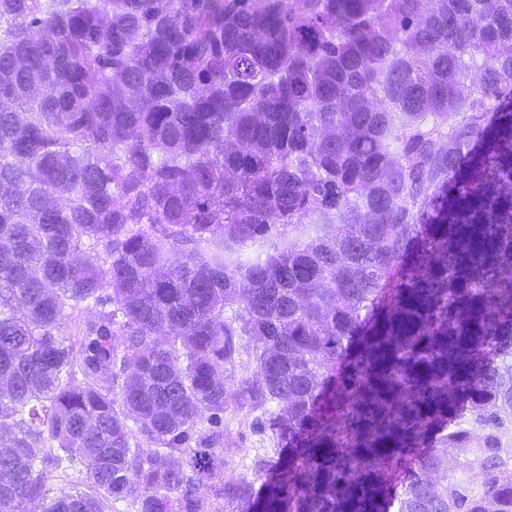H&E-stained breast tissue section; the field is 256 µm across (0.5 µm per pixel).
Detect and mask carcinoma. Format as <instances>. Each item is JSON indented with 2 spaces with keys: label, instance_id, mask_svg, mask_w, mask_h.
Listing matches in <instances>:
<instances>
[{
  "label": "carcinoma",
  "instance_id": "carcinoma-1",
  "mask_svg": "<svg viewBox=\"0 0 512 512\" xmlns=\"http://www.w3.org/2000/svg\"><path fill=\"white\" fill-rule=\"evenodd\" d=\"M505 42L512 0H0V512H220L199 488L244 336L250 427L288 449L264 512H387L408 453L398 512H512V303L450 274L445 225L464 149L512 117ZM315 215L340 233L283 239ZM397 267L424 302L380 300ZM457 394L441 445L470 459L436 479Z\"/></svg>",
  "mask_w": 512,
  "mask_h": 512
}]
</instances>
